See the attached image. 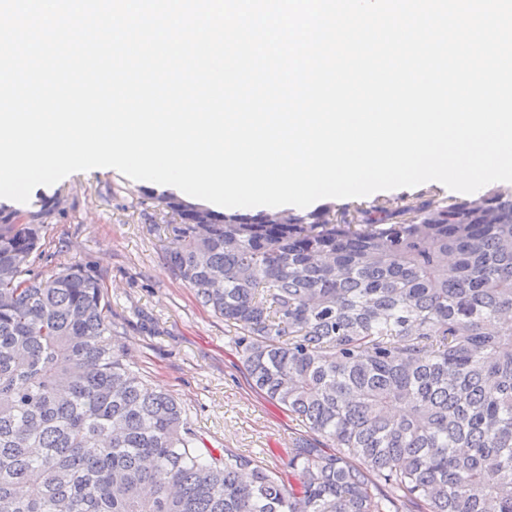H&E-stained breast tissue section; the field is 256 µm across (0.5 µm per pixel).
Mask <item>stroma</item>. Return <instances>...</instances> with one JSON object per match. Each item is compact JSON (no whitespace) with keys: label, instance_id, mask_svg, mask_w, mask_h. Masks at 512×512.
I'll use <instances>...</instances> for the list:
<instances>
[{"label":"stroma","instance_id":"stroma-1","mask_svg":"<svg viewBox=\"0 0 512 512\" xmlns=\"http://www.w3.org/2000/svg\"><path fill=\"white\" fill-rule=\"evenodd\" d=\"M38 192L62 205L44 228L49 256L35 272L48 276L74 261L104 272L112 341L126 362L176 398L204 447L230 448L286 471L300 423L249 387L233 329L173 276L165 259L168 234L150 222L146 188L109 170L74 173Z\"/></svg>","mask_w":512,"mask_h":512}]
</instances>
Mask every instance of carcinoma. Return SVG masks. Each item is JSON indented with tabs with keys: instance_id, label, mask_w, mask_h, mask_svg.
I'll return each mask as SVG.
<instances>
[{
	"instance_id": "carcinoma-1",
	"label": "carcinoma",
	"mask_w": 512,
	"mask_h": 512,
	"mask_svg": "<svg viewBox=\"0 0 512 512\" xmlns=\"http://www.w3.org/2000/svg\"><path fill=\"white\" fill-rule=\"evenodd\" d=\"M167 262L311 437L288 476L200 447L112 346L105 276L47 278L0 208V512H512V191L215 213L150 192Z\"/></svg>"
}]
</instances>
